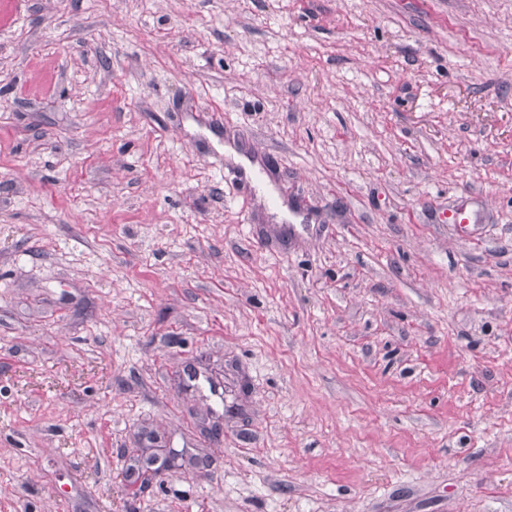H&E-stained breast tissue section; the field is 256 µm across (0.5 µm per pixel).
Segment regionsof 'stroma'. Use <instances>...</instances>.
<instances>
[{
  "label": "stroma",
  "instance_id": "35a3bbf8",
  "mask_svg": "<svg viewBox=\"0 0 512 512\" xmlns=\"http://www.w3.org/2000/svg\"><path fill=\"white\" fill-rule=\"evenodd\" d=\"M0 512H512V0H0Z\"/></svg>",
  "mask_w": 512,
  "mask_h": 512
}]
</instances>
